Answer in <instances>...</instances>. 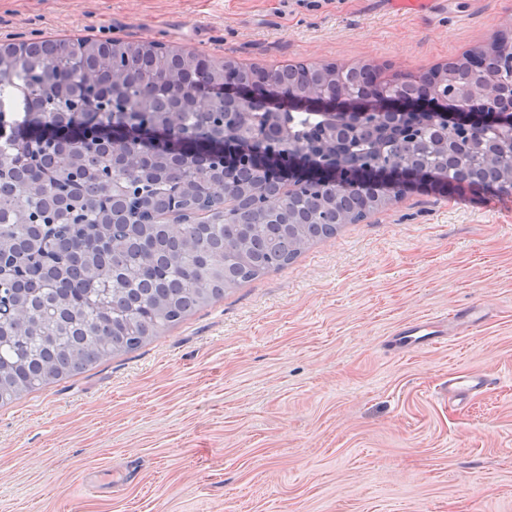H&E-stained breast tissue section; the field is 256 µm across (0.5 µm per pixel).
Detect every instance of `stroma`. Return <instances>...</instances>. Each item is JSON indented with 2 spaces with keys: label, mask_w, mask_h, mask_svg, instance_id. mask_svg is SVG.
I'll return each instance as SVG.
<instances>
[{
  "label": "stroma",
  "mask_w": 512,
  "mask_h": 512,
  "mask_svg": "<svg viewBox=\"0 0 512 512\" xmlns=\"http://www.w3.org/2000/svg\"><path fill=\"white\" fill-rule=\"evenodd\" d=\"M512 0H0V40L415 75ZM481 307L434 349L408 323ZM485 392L448 396L452 374ZM0 512H512V193L424 185L139 349L0 407ZM489 374L474 372L471 374L452 376L448 378V396L459 400L478 394L492 383Z\"/></svg>",
  "instance_id": "obj_1"
}]
</instances>
